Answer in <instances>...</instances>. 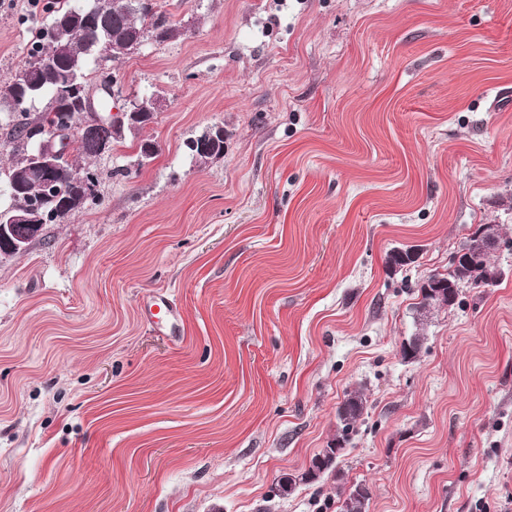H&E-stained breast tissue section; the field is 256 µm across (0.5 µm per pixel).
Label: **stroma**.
I'll use <instances>...</instances> for the list:
<instances>
[{"mask_svg":"<svg viewBox=\"0 0 512 512\" xmlns=\"http://www.w3.org/2000/svg\"><path fill=\"white\" fill-rule=\"evenodd\" d=\"M166 10L178 38L108 65L113 108L160 106L97 161L99 204L0 259V512H337L356 481L367 512H512V0ZM47 20L0 8V79ZM481 224L502 280L418 316ZM354 390L335 472L278 496ZM205 138L209 141V151L205 154H201L197 149L192 147V143L195 139L188 142L187 147L192 155L202 161L206 162L208 159L219 157L224 154V127L221 124H214L210 129L204 132L196 139ZM146 309L156 322H163L165 324L172 323L178 319L179 313L173 302L167 297L158 296L151 298L147 304ZM366 409V399L360 391H351L347 395V399L344 402V410L343 412H338V419L340 424L342 425V432L344 433L341 439L336 438V442H332L328 445V448H323L318 454L314 456L312 461H315L317 457L322 454L324 451H329L333 454L336 453V463L338 458L342 455L343 450L345 449L344 444L346 442V438L349 432H352L364 414Z\"/></svg>","mask_w":512,"mask_h":512,"instance_id":"stroma-1","label":"stroma"}]
</instances>
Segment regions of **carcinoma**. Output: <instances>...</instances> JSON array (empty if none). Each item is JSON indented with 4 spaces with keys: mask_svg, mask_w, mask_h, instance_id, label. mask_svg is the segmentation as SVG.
Listing matches in <instances>:
<instances>
[{
    "mask_svg": "<svg viewBox=\"0 0 512 512\" xmlns=\"http://www.w3.org/2000/svg\"><path fill=\"white\" fill-rule=\"evenodd\" d=\"M49 21L41 28L39 44L26 52V61L34 62L47 57L54 62L51 69H39L30 73V80L20 84L9 78L0 82V112L6 122L0 125L3 138L0 146L8 151L9 163L0 167V185H5L9 206L21 208L46 193V183L27 174V169L36 166L30 159L33 154V141L27 138L31 126L48 127L49 114L67 113V120L76 130L68 155L60 160L52 171L53 182L68 190L70 197L82 200L78 207L69 206L59 215L43 217L46 224H55L68 215L78 213L88 205H95L98 193L86 199V189L82 179L90 174L100 179L99 171L92 161L112 152V144L125 139V134L135 133L149 125L155 113L150 101L139 98L142 106L137 111L124 109L122 120L112 124H87L85 113L90 111L86 100L70 93L76 84L86 88L94 84L93 73L97 64L105 59L119 60L134 52V42L142 34L147 39L162 43L177 38L181 34L178 23L163 10L159 0H151L143 7L139 0H83L72 5L68 0H52L49 5ZM26 100V110L16 112L13 103L18 98ZM43 103L40 110L36 103ZM209 141V151L201 154L187 144L192 155L205 162L224 155V126L214 124L202 134ZM157 144L145 139L139 144L137 166L153 160L158 150ZM492 252L474 254L468 263L450 265L442 280L456 285L467 282L475 288H488L497 285L502 277L498 267L491 262ZM366 409V399L357 390L350 392L344 402L343 412L338 414L343 435L330 443L327 451L341 456L347 433L354 430Z\"/></svg>",
    "mask_w": 512,
    "mask_h": 512,
    "instance_id": "carcinoma-1",
    "label": "carcinoma"
}]
</instances>
